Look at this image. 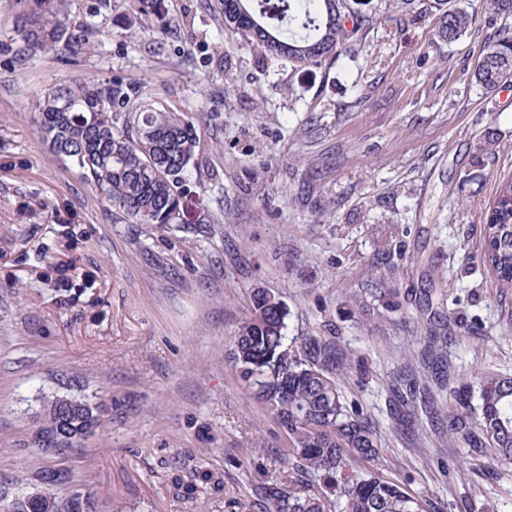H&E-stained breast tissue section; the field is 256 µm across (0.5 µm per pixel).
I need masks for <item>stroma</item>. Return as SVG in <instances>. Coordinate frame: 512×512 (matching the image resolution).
Wrapping results in <instances>:
<instances>
[{
  "instance_id": "1",
  "label": "stroma",
  "mask_w": 512,
  "mask_h": 512,
  "mask_svg": "<svg viewBox=\"0 0 512 512\" xmlns=\"http://www.w3.org/2000/svg\"><path fill=\"white\" fill-rule=\"evenodd\" d=\"M26 0H0V480L34 478L48 459L22 449L39 392L59 377L130 401L85 451L62 461L103 512H257L252 487L287 450L273 413L241 381L229 340L250 291L277 295L292 336H327L352 359L345 397L379 437L368 468L429 500L431 512H512V464L476 453L419 417L412 436L390 414L392 384L417 358V302L454 325L456 377L512 375V297L480 263L482 204L512 173V86L494 96L470 73L494 32L447 44L430 25L383 20L357 61L323 69L259 61L224 28L222 0H162L129 27V0L95 19L93 49L19 57ZM81 78L144 84L187 113L201 139L193 189L217 218L185 231L128 224L42 139L36 104ZM497 155L475 158L484 138ZM330 163L320 210L297 201V173ZM388 243L392 259L374 258ZM389 277L396 308L368 290ZM206 463L221 494L177 498ZM465 470H458L459 459Z\"/></svg>"
}]
</instances>
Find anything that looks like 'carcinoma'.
<instances>
[{
  "label": "carcinoma",
  "instance_id": "1",
  "mask_svg": "<svg viewBox=\"0 0 512 512\" xmlns=\"http://www.w3.org/2000/svg\"><path fill=\"white\" fill-rule=\"evenodd\" d=\"M134 23L150 16L158 0H131ZM392 13L417 23L428 17L438 40L454 43L471 32L512 19V0H224V28L240 35L262 61L322 68L343 55H358ZM95 22L79 28L68 22L64 0H33L17 35L24 50H88ZM486 94L512 85V29L488 44L471 73ZM43 140L54 136L56 154L85 183L132 224L185 228L190 185L201 173L200 139L183 112L158 102L144 87L114 79L78 80L49 89L38 102ZM483 268L503 295H512V174L497 183L483 211ZM251 316L232 336V362L254 396L274 413L288 434V454L279 460L282 475L257 487L264 512H428L426 501L375 472L355 475L354 459L373 461L378 441L370 422L348 405L341 390L351 360L324 336H288V311L279 296L251 290ZM446 337L432 326L422 356L432 365L433 382L444 389L453 377L443 364ZM393 415L410 423L417 404L432 414L430 387L406 375L394 384ZM479 418L471 421L468 401L448 415V435L496 450L512 463V377L479 375ZM118 410L96 394L71 393L66 386L40 398L38 426L59 440L37 452L62 456L85 444L112 422ZM47 466L22 497L0 496V512H99L92 489L73 484L70 472L56 480ZM223 482L205 464L195 479L175 478L184 500L201 490L219 492ZM64 489L60 496L57 490Z\"/></svg>",
  "mask_w": 512,
  "mask_h": 512
}]
</instances>
